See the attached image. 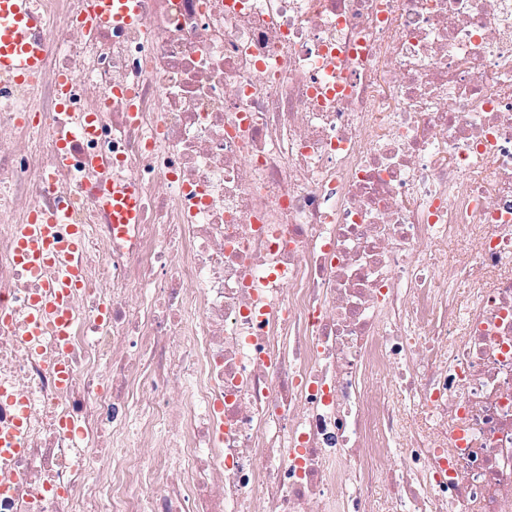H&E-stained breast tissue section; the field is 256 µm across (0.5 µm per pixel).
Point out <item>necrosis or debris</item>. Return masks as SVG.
<instances>
[{
    "label": "necrosis or debris",
    "mask_w": 512,
    "mask_h": 512,
    "mask_svg": "<svg viewBox=\"0 0 512 512\" xmlns=\"http://www.w3.org/2000/svg\"><path fill=\"white\" fill-rule=\"evenodd\" d=\"M34 3L47 62L0 77V512H512V0ZM63 202L61 349L21 338L14 230ZM92 20L98 26H135L142 23L140 0H97ZM99 203L120 233L131 224H138L139 204L135 187L128 185L119 191L112 189V194L99 197Z\"/></svg>",
    "instance_id": "necrosis-or-debris-1"
}]
</instances>
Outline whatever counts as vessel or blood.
<instances>
[{
    "label": "vessel or blood",
    "instance_id": "vessel-or-blood-1",
    "mask_svg": "<svg viewBox=\"0 0 512 512\" xmlns=\"http://www.w3.org/2000/svg\"><path fill=\"white\" fill-rule=\"evenodd\" d=\"M92 19L99 26L141 24L140 0H97ZM49 21L31 6V0H0V74L24 83L45 64V34ZM100 205L118 231L139 221L138 192L126 186L100 196ZM67 208L54 211L48 220H35L15 229L16 258L33 274L49 272L47 292L35 298L23 335L36 343L46 334L64 338L70 333L66 304L70 292L81 285L77 254L87 229L69 224ZM68 232H61V224Z\"/></svg>",
    "mask_w": 512,
    "mask_h": 512
}]
</instances>
